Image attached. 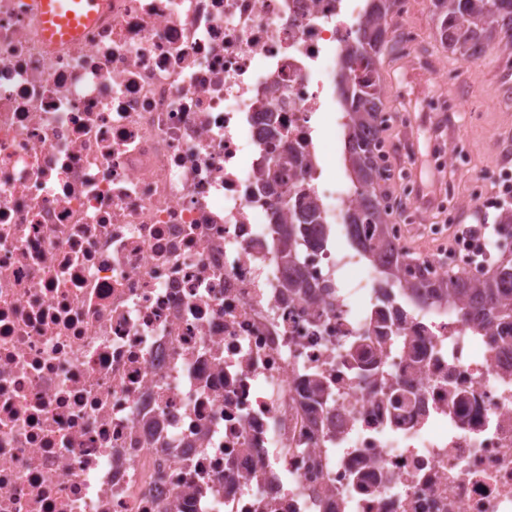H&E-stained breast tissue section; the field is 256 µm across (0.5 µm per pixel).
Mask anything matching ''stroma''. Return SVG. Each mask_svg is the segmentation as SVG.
<instances>
[{"label": "stroma", "instance_id": "stroma-1", "mask_svg": "<svg viewBox=\"0 0 512 512\" xmlns=\"http://www.w3.org/2000/svg\"><path fill=\"white\" fill-rule=\"evenodd\" d=\"M407 2L408 24L422 31L424 38L417 52L385 56L379 70L384 107L395 116L412 114L413 122L406 128L391 122L383 132L386 149L396 152L400 141L410 140L415 161L407 168L408 181L439 195L468 198L472 179H479L487 198L482 211L497 218L498 173L512 167V54L490 47L459 78L442 82V67L452 64L455 56L440 40L431 0ZM432 109L448 119L439 136L422 119ZM440 138L468 146L462 171L438 169L433 154Z\"/></svg>", "mask_w": 512, "mask_h": 512}]
</instances>
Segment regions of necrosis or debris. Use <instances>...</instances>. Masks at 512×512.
<instances>
[{
  "instance_id": "4bbe7bcc",
  "label": "necrosis or debris",
  "mask_w": 512,
  "mask_h": 512,
  "mask_svg": "<svg viewBox=\"0 0 512 512\" xmlns=\"http://www.w3.org/2000/svg\"><path fill=\"white\" fill-rule=\"evenodd\" d=\"M371 2L109 0L51 49L0 0V512H512V320L383 287L325 174ZM289 215L292 224H288V231L285 230L282 235L280 254L282 259L289 265L296 261V255H293L294 249L291 243L293 234L292 226H301V224H318L320 223V216L315 205L312 203L301 207L300 209L291 212L290 205L288 206Z\"/></svg>"
}]
</instances>
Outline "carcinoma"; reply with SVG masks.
<instances>
[{
  "label": "carcinoma",
  "instance_id": "cac0c4a2",
  "mask_svg": "<svg viewBox=\"0 0 512 512\" xmlns=\"http://www.w3.org/2000/svg\"><path fill=\"white\" fill-rule=\"evenodd\" d=\"M376 9L358 22L352 51L342 66V101L348 107L346 155L359 193L356 204L345 214L352 241L360 247L385 276L387 286L401 283L410 288L422 303L451 299L459 303L466 322L483 323L499 315L512 317V252L480 277L448 276L436 280L419 274L421 264L403 260L390 234L393 206L388 195L378 191L387 175L378 165L385 144L380 131L387 122L383 116L377 64L385 45L376 42L382 21L395 0H377ZM439 23L441 41L453 52L481 58L492 43L504 52L512 51V0H432ZM292 227L284 231L280 254L292 264L296 261L291 243L293 227L318 224L315 205L308 204L290 213Z\"/></svg>",
  "mask_w": 512,
  "mask_h": 512
}]
</instances>
